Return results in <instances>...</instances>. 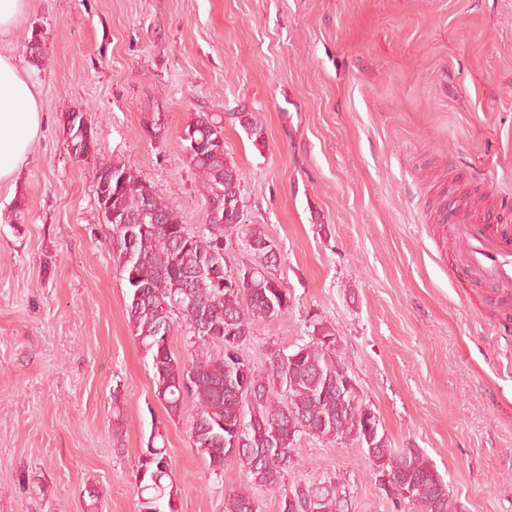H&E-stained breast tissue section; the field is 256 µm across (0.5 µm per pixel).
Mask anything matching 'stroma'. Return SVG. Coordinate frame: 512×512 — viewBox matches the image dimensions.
Returning <instances> with one entry per match:
<instances>
[{
  "instance_id": "1",
  "label": "stroma",
  "mask_w": 512,
  "mask_h": 512,
  "mask_svg": "<svg viewBox=\"0 0 512 512\" xmlns=\"http://www.w3.org/2000/svg\"><path fill=\"white\" fill-rule=\"evenodd\" d=\"M34 29L50 52L26 67L44 121L0 184V512H138L156 431L180 512H224L243 489L278 512L237 458L218 475L191 448L193 399L176 419L155 399L98 159L67 148L72 111L98 158L135 170L193 234L208 191L181 134L222 116L242 222L264 227L291 296L245 358L262 373L270 349L335 333L361 401L392 447L423 450L454 512H512V328L458 280L436 220L465 197L512 209V0H27L0 52L25 61ZM156 115L159 140L143 132ZM298 448L288 483L331 479L349 512H398L358 442L304 434ZM83 119L84 115L81 112H69L64 116L63 126L67 134L68 148L71 154L77 158H96L95 155L99 150L98 134L96 129L91 124L88 125ZM81 122L83 126L86 123L88 136H83L80 128Z\"/></svg>"
}]
</instances>
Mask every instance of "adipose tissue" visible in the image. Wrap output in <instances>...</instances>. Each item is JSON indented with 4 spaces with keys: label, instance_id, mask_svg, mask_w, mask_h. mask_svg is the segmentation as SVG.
<instances>
[{
    "label": "adipose tissue",
    "instance_id": "ef3b65f1",
    "mask_svg": "<svg viewBox=\"0 0 512 512\" xmlns=\"http://www.w3.org/2000/svg\"><path fill=\"white\" fill-rule=\"evenodd\" d=\"M42 124L38 84L0 54V183L24 162Z\"/></svg>",
    "mask_w": 512,
    "mask_h": 512
}]
</instances>
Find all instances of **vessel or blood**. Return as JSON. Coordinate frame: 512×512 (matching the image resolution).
Wrapping results in <instances>:
<instances>
[{
    "label": "vessel or blood",
    "instance_id": "1",
    "mask_svg": "<svg viewBox=\"0 0 512 512\" xmlns=\"http://www.w3.org/2000/svg\"><path fill=\"white\" fill-rule=\"evenodd\" d=\"M439 223L448 227V238L460 242L456 270L460 277L491 288V299L502 303L512 299V226L499 223L492 215L471 216L453 204L441 210Z\"/></svg>",
    "mask_w": 512,
    "mask_h": 512
}]
</instances>
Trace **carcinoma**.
I'll use <instances>...</instances> for the list:
<instances>
[{
	"label": "carcinoma",
	"mask_w": 512,
	"mask_h": 512,
	"mask_svg": "<svg viewBox=\"0 0 512 512\" xmlns=\"http://www.w3.org/2000/svg\"><path fill=\"white\" fill-rule=\"evenodd\" d=\"M27 51L36 60L48 55L42 36L31 32ZM84 115L64 116L68 148L77 158L98 153L92 125L81 131ZM188 162L203 179L209 196L204 228L190 233L172 202L119 159L101 160L96 197L104 223L112 226L109 244L126 281L130 327L151 354L153 392L168 414H181L193 398L191 447L221 474L224 459L235 456L250 481L279 493V512H346L348 503L334 481L286 483L298 454L301 433L326 440L359 442L375 464L408 492L403 502L418 512H452L448 484L418 448H393L384 433L363 437L370 407L347 390L348 367L337 336L326 328L287 353H270L261 376L238 358L252 327L288 312L291 296L274 278L272 243L258 224L246 228L258 264L240 274L242 286L228 288L224 240L240 227L239 170L224 155L223 118L201 112L185 127ZM200 146L193 145V142ZM186 329L195 357L184 362L171 349L178 328ZM158 433L141 449L134 476L139 512H180L167 449ZM225 512H260L246 493L232 491Z\"/></svg>",
	"instance_id": "1"
}]
</instances>
